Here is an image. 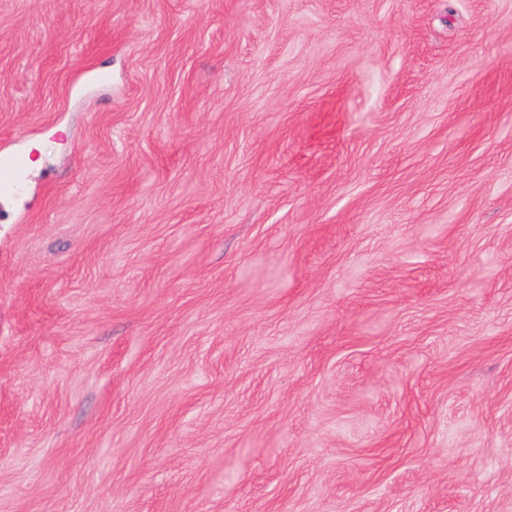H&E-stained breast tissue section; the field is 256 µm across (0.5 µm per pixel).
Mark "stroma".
<instances>
[{"instance_id": "stroma-1", "label": "stroma", "mask_w": 512, "mask_h": 512, "mask_svg": "<svg viewBox=\"0 0 512 512\" xmlns=\"http://www.w3.org/2000/svg\"><path fill=\"white\" fill-rule=\"evenodd\" d=\"M1 152L0 512H512V0H0ZM27 168L26 157L18 152L0 156V196L6 197L17 192L20 177Z\"/></svg>"}]
</instances>
